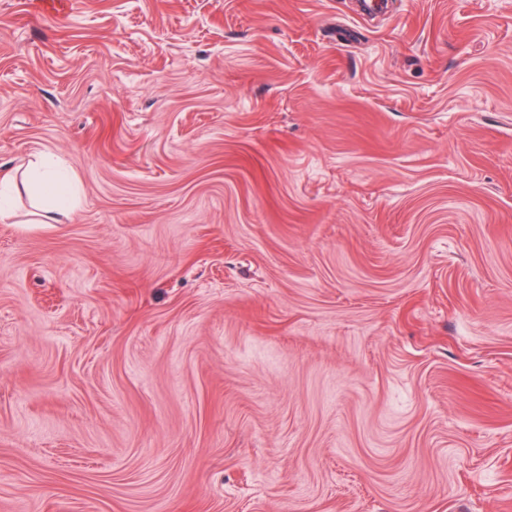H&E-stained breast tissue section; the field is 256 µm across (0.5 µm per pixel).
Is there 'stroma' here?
<instances>
[{"label": "stroma", "mask_w": 512, "mask_h": 512, "mask_svg": "<svg viewBox=\"0 0 512 512\" xmlns=\"http://www.w3.org/2000/svg\"><path fill=\"white\" fill-rule=\"evenodd\" d=\"M0 0V512H512V0ZM32 176L25 182V189L34 193L46 202L40 212L34 214L36 219L32 224H57L54 216L67 210L73 203L76 193L71 182L62 179L61 172L51 160L38 157L32 162Z\"/></svg>", "instance_id": "stroma-1"}]
</instances>
